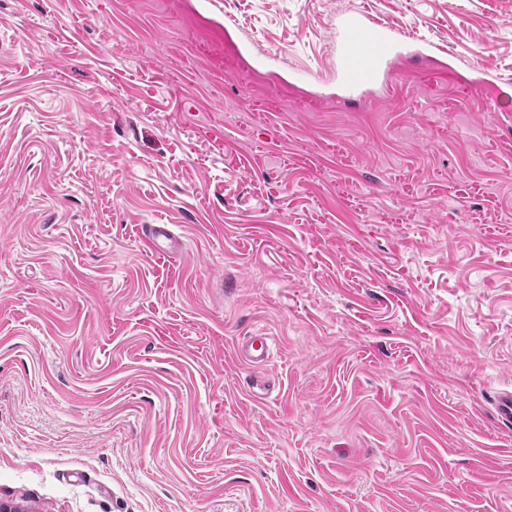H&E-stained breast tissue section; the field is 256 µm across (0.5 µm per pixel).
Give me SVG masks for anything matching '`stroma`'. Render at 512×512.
Segmentation results:
<instances>
[{"label":"stroma","mask_w":512,"mask_h":512,"mask_svg":"<svg viewBox=\"0 0 512 512\" xmlns=\"http://www.w3.org/2000/svg\"><path fill=\"white\" fill-rule=\"evenodd\" d=\"M509 391L512 0H0V504L512 512ZM344 40L336 62V77L351 99L385 78L393 55L404 53L409 46L395 30L361 12L345 16L341 23ZM142 241L146 249L156 255H166L181 250L182 245L167 224H146L143 226ZM269 340V336H263L262 334L249 336L248 339L237 348L240 360L250 365L265 361L268 355Z\"/></svg>","instance_id":"stroma-1"}]
</instances>
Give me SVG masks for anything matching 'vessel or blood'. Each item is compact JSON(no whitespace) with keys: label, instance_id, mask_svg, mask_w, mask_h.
Returning a JSON list of instances; mask_svg holds the SVG:
<instances>
[{"label":"vessel or blood","instance_id":"obj_1","mask_svg":"<svg viewBox=\"0 0 512 512\" xmlns=\"http://www.w3.org/2000/svg\"><path fill=\"white\" fill-rule=\"evenodd\" d=\"M341 27L344 40L337 57L336 77L345 98L349 99L386 77L392 56L403 55L408 44L391 26L365 13L345 16ZM142 241L156 255L182 248L165 224L144 225ZM237 352L244 363H261L268 355V339L260 334L248 337Z\"/></svg>","mask_w":512,"mask_h":512}]
</instances>
